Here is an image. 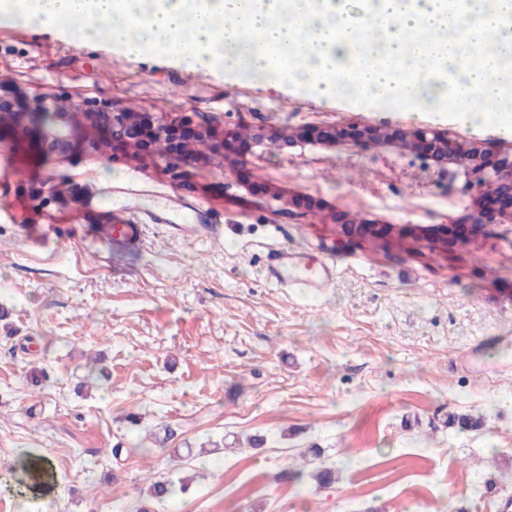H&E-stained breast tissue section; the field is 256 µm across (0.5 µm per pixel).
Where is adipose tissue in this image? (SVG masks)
Returning a JSON list of instances; mask_svg holds the SVG:
<instances>
[{
	"label": "adipose tissue",
	"mask_w": 512,
	"mask_h": 512,
	"mask_svg": "<svg viewBox=\"0 0 512 512\" xmlns=\"http://www.w3.org/2000/svg\"><path fill=\"white\" fill-rule=\"evenodd\" d=\"M0 0V19L84 21L130 55L164 51L186 68L282 78L316 100H400L455 124L497 120L512 137V0ZM436 35L432 47L417 35ZM491 98L493 113L474 103Z\"/></svg>",
	"instance_id": "adipose-tissue-1"
}]
</instances>
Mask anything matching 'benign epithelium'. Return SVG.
I'll return each instance as SVG.
<instances>
[{"label": "benign epithelium", "mask_w": 512, "mask_h": 512, "mask_svg": "<svg viewBox=\"0 0 512 512\" xmlns=\"http://www.w3.org/2000/svg\"><path fill=\"white\" fill-rule=\"evenodd\" d=\"M29 101L31 107L26 112H8L0 105V127L29 126L36 131L43 148L62 158L75 147L77 129L84 131L87 148L95 152H104L118 144L127 153L148 154L169 168L179 167L209 147V137L205 135L189 143L183 154L174 156L166 147V130L173 123L159 122L154 126L152 143L149 148H144L139 130L142 124L150 121L146 112L117 109L109 103L87 106L69 96L48 100L33 95ZM350 136L362 145H369L390 137V134L379 128H358L352 130ZM252 139L258 146L274 145L279 141L288 147L294 144V140L283 139L275 132L254 133ZM416 143L427 147V152L433 156L454 159L462 168L464 182L460 192H474L478 197V206L468 217V223L474 228L485 223L483 202L487 198L500 196L512 202V154L489 166L484 160V149L474 142L451 141L438 132L423 131ZM335 223L341 225V236L350 239L364 240L374 230L371 225L354 221L337 219Z\"/></svg>", "instance_id": "7a95c632"}]
</instances>
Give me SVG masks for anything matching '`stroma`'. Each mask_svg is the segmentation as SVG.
Here are the masks:
<instances>
[{"instance_id":"1","label":"stroma","mask_w":512,"mask_h":512,"mask_svg":"<svg viewBox=\"0 0 512 512\" xmlns=\"http://www.w3.org/2000/svg\"><path fill=\"white\" fill-rule=\"evenodd\" d=\"M0 76L218 137L296 141L171 170L122 152L48 157L0 128V512H137L151 476L189 480L155 512H493L512 497V223L447 245L475 205L456 162L397 141L306 139L434 130L494 161L512 152L496 124L319 103L284 79L130 57L52 23L0 20ZM274 195L312 209L276 216ZM173 197L220 225L221 242L149 223ZM337 215L382 233L336 247ZM115 217L145 224L139 254L84 239L82 225ZM23 224L64 230L31 247ZM283 246L333 262L331 288L267 279ZM34 368L46 373L36 385ZM463 415L481 428H460ZM254 436L265 442L253 450ZM138 440L154 454L112 457ZM311 448L335 483L309 479ZM286 467L293 478L278 479Z\"/></svg>"}]
</instances>
